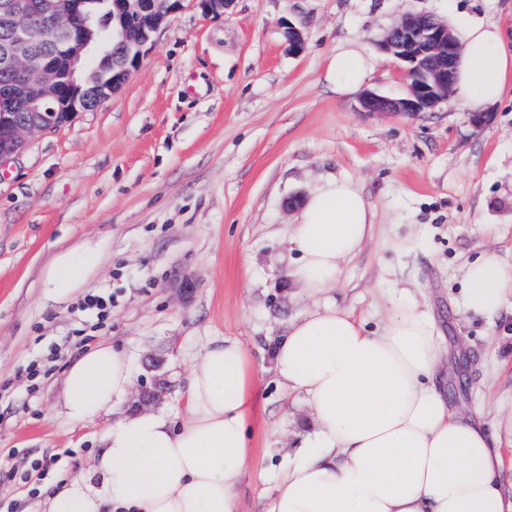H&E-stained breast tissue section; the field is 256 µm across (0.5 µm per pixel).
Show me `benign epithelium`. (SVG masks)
<instances>
[{"instance_id":"1","label":"benign epithelium","mask_w":512,"mask_h":512,"mask_svg":"<svg viewBox=\"0 0 512 512\" xmlns=\"http://www.w3.org/2000/svg\"><path fill=\"white\" fill-rule=\"evenodd\" d=\"M180 0H112V19L122 62L94 87L79 82L78 73L95 45L111 47L100 32L84 23L87 0H0V23L10 29L0 43V69L11 80L0 85V164L19 156L36 136L54 129L90 101L108 100L137 66L160 24ZM41 17L49 44L34 48L35 17ZM381 48L405 63L406 94L392 98L367 90L361 97L370 114L413 116L449 100L450 61L460 47L448 25L426 14H408L381 41Z\"/></svg>"}]
</instances>
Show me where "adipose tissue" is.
<instances>
[{
  "label": "adipose tissue",
  "mask_w": 512,
  "mask_h": 512,
  "mask_svg": "<svg viewBox=\"0 0 512 512\" xmlns=\"http://www.w3.org/2000/svg\"><path fill=\"white\" fill-rule=\"evenodd\" d=\"M449 28L461 52L452 98L482 112L512 85V43L498 23L462 15ZM377 61L344 42L325 80L356 91ZM375 215L359 187L332 180L315 188L287 229L288 281L315 308L274 339L268 366L242 343L207 344L188 372L178 423L166 414H127L128 360L101 343L69 365L64 415L74 424L108 414L102 447L84 483L53 484L46 512H237L240 487L256 467L249 424L265 369L300 395L312 423L299 436L259 512H512L498 434L453 407L439 379L444 350L432 310L403 294L378 331L336 304L329 292L346 260L374 233ZM99 266L95 251L58 256L52 288L80 285ZM463 308L496 313L512 295V263L486 251L465 272Z\"/></svg>",
  "instance_id": "ef3b65f1"
}]
</instances>
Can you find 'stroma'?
I'll return each instance as SVG.
<instances>
[{"label": "stroma", "instance_id": "35a3bbf8", "mask_svg": "<svg viewBox=\"0 0 512 512\" xmlns=\"http://www.w3.org/2000/svg\"><path fill=\"white\" fill-rule=\"evenodd\" d=\"M476 14L512 32V0H233L219 17L182 0L121 89L30 142L0 168V499L42 512L59 479L82 483L107 424L62 412L73 336L123 351L133 383L127 413L176 417L188 368L215 338L254 360L310 308L284 276L285 231L305 197L331 178L361 188L372 240L344 265L337 304L378 327L396 289L426 300L448 351V398L489 426L512 413V297L490 318L458 306L467 265L489 249L512 262V92L482 127L448 101L413 117L363 112L359 95L324 82L346 40L377 52L365 87L396 97L405 82L377 43L404 15ZM302 32L290 50L287 27ZM77 247L100 265L79 287L49 288L56 257ZM112 299L97 321L85 295ZM45 369L31 389V364ZM308 422L299 396L265 373L250 446L266 473L243 486L238 512H257L272 470ZM48 465L44 478L30 476Z\"/></svg>", "mask_w": 512, "mask_h": 512}]
</instances>
